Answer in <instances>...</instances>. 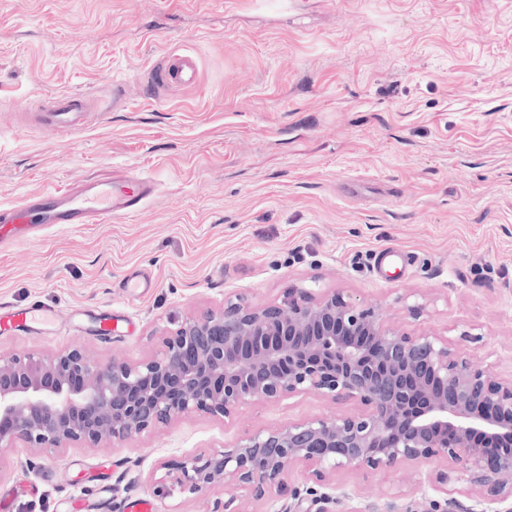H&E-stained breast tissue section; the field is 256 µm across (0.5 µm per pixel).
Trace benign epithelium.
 <instances>
[{"mask_svg":"<svg viewBox=\"0 0 512 512\" xmlns=\"http://www.w3.org/2000/svg\"><path fill=\"white\" fill-rule=\"evenodd\" d=\"M309 392L358 410L259 429L170 465V482L191 493L222 487L230 512L240 497L265 499L296 466L320 475L435 460L441 469L427 483L444 495L431 501L441 512H501L512 498V378L336 292L263 307L228 299L186 318L157 356L138 363L101 366L78 348L0 354V449L96 448L183 415L228 418L254 401ZM337 503L310 487L278 512H331Z\"/></svg>","mask_w":512,"mask_h":512,"instance_id":"1","label":"benign epithelium"}]
</instances>
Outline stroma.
<instances>
[{
	"instance_id": "stroma-1",
	"label": "stroma",
	"mask_w": 512,
	"mask_h": 512,
	"mask_svg": "<svg viewBox=\"0 0 512 512\" xmlns=\"http://www.w3.org/2000/svg\"><path fill=\"white\" fill-rule=\"evenodd\" d=\"M0 0V204L131 170L156 196L109 224L35 228L0 248V306L38 300L60 332L0 335V352L76 346L99 363L156 356L190 314L242 298L339 292L411 335L455 342L512 377V0ZM201 83L152 100L168 51ZM123 102L112 104V86ZM84 90L100 101L62 134L21 127L18 107ZM386 246L401 256L384 266ZM151 288L132 295L135 276ZM111 310L117 335L71 318ZM471 332L461 340V332ZM310 392L230 418L192 413L125 441L0 451L10 512H222L224 491L173 487L168 464L291 419L353 412ZM429 465L316 480L295 467L255 512L296 490L427 512Z\"/></svg>"
}]
</instances>
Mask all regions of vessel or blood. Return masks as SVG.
<instances>
[{
  "label": "vessel or blood",
  "instance_id": "vessel-or-blood-1",
  "mask_svg": "<svg viewBox=\"0 0 512 512\" xmlns=\"http://www.w3.org/2000/svg\"><path fill=\"white\" fill-rule=\"evenodd\" d=\"M149 79L154 94L158 95L197 84L199 66L192 53L174 49L162 57ZM93 102V97L79 91L47 95L42 99L40 111L45 124L74 128L80 125L84 113L91 111ZM154 192L155 185L149 178L128 171L86 183L69 194L48 191L17 204L0 205V246L28 242L30 229L36 224H108L130 217ZM53 318L52 310L39 303L21 310L1 307L0 333L46 331Z\"/></svg>",
  "mask_w": 512,
  "mask_h": 512
}]
</instances>
